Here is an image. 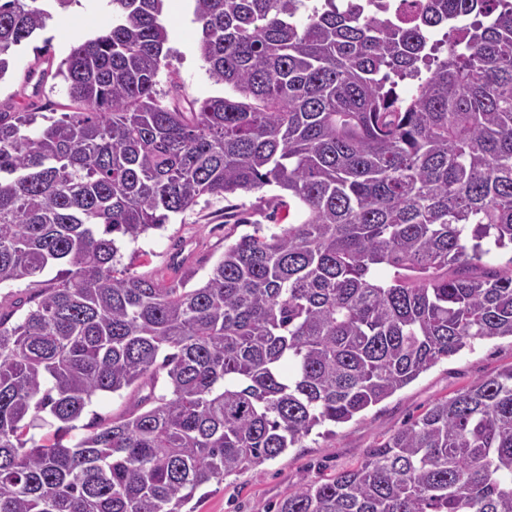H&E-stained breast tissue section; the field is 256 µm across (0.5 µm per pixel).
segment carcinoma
I'll return each mask as SVG.
<instances>
[{
	"instance_id": "cac0c4a2",
	"label": "carcinoma",
	"mask_w": 512,
	"mask_h": 512,
	"mask_svg": "<svg viewBox=\"0 0 512 512\" xmlns=\"http://www.w3.org/2000/svg\"><path fill=\"white\" fill-rule=\"evenodd\" d=\"M75 2L0 0V80ZM164 2L109 0L112 27L54 73L60 117L0 107V285L36 287L0 310V512H196L209 482L512 337V258L485 269L512 250V0H190L234 95L186 107L157 89ZM271 186L299 222L225 247L202 283L184 258L180 277L120 268L121 242L200 198ZM277 512H512V367ZM132 401V397L126 393H98L92 397V401L86 408L82 418L76 422L77 429L73 430L70 434L72 439L81 437L86 430L83 429L82 425L87 424L93 414L102 417H111L112 415H118L126 410Z\"/></svg>"
}]
</instances>
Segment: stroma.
<instances>
[{"mask_svg": "<svg viewBox=\"0 0 512 512\" xmlns=\"http://www.w3.org/2000/svg\"><path fill=\"white\" fill-rule=\"evenodd\" d=\"M163 23L173 54L168 72L159 75V90L169 88L176 77L190 97L220 96L224 87L207 74L197 52L201 31L193 21L190 0H167ZM112 24L107 0H76L63 14L55 15L46 29L21 47L4 78L0 79V103L19 110L50 106L65 111L69 99L61 78H48L40 94L25 86L23 76L48 47L54 61H62L80 40L101 33ZM273 187L224 199L201 198L185 213L173 216L162 229L149 231L122 247V263L129 273H169L175 250L187 256L188 267L204 279L225 246L237 242L254 228L264 232L288 223V209ZM237 213L239 223H225L226 212ZM512 366V338L476 343L456 355L441 359L416 380L353 420L333 426L331 432H311L300 447L290 448L275 459L249 466L206 485L207 496L198 512H275L280 501L301 484L321 483L337 472L354 468L382 440L421 415L437 401L450 398L498 370Z\"/></svg>", "mask_w": 512, "mask_h": 512, "instance_id": "obj_1", "label": "stroma"}]
</instances>
